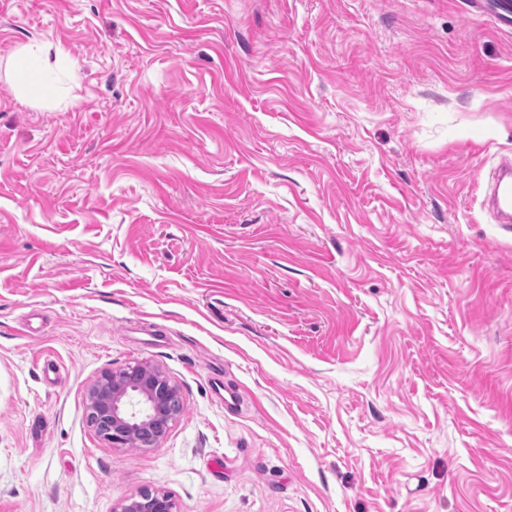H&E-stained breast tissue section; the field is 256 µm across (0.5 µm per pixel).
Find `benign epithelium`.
Listing matches in <instances>:
<instances>
[{
	"label": "benign epithelium",
	"mask_w": 512,
	"mask_h": 512,
	"mask_svg": "<svg viewBox=\"0 0 512 512\" xmlns=\"http://www.w3.org/2000/svg\"><path fill=\"white\" fill-rule=\"evenodd\" d=\"M88 424L96 435L114 447L126 444L139 432L148 446L158 445L169 423L183 411L177 386L159 367L137 363L103 372L86 389ZM118 512H177L173 499L145 489L122 504Z\"/></svg>",
	"instance_id": "1"
}]
</instances>
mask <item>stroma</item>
<instances>
[{
  "mask_svg": "<svg viewBox=\"0 0 512 512\" xmlns=\"http://www.w3.org/2000/svg\"><path fill=\"white\" fill-rule=\"evenodd\" d=\"M466 2L0 0V512H512V33ZM136 363L184 409L113 447ZM16 69L23 82L31 83L36 79L46 80L49 73L45 70L40 50L34 46L20 49L15 57ZM483 205L498 224L512 223V161L504 158L496 168L484 196ZM126 371L135 373V382H127ZM134 399L140 406L135 411L129 408ZM85 404L88 424L113 447L125 445L129 437L127 445L144 448L148 441L146 447H155L183 411L177 386L163 370L147 363L103 372L87 387ZM117 512H177L173 499L165 493L145 489L127 500Z\"/></svg>",
  "mask_w": 512,
  "mask_h": 512,
  "instance_id": "35a3bbf8",
  "label": "stroma"
}]
</instances>
